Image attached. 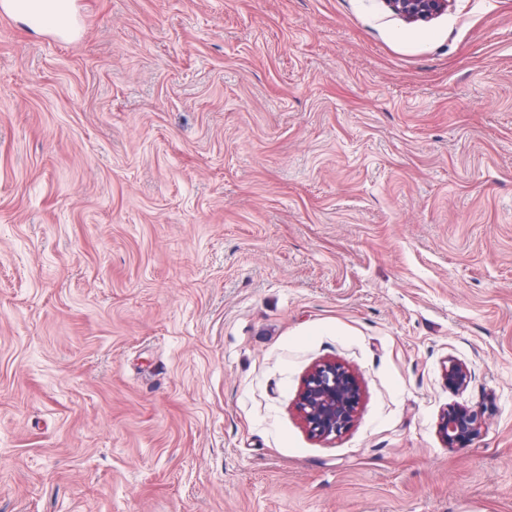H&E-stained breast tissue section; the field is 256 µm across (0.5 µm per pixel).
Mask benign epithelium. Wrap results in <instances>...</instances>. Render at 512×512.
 <instances>
[{"instance_id": "7a95c632", "label": "benign epithelium", "mask_w": 512, "mask_h": 512, "mask_svg": "<svg viewBox=\"0 0 512 512\" xmlns=\"http://www.w3.org/2000/svg\"><path fill=\"white\" fill-rule=\"evenodd\" d=\"M395 13L410 21H427L445 11L448 0H386ZM448 386L466 383L467 369L453 363L446 370ZM362 398L357 376L334 361L316 365L304 378L296 404L308 433L319 439L339 436L353 424ZM485 426L482 413L450 406L442 415L439 432L449 447H465L479 438Z\"/></svg>"}]
</instances>
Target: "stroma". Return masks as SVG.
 <instances>
[{
  "label": "stroma",
  "mask_w": 512,
  "mask_h": 512,
  "mask_svg": "<svg viewBox=\"0 0 512 512\" xmlns=\"http://www.w3.org/2000/svg\"><path fill=\"white\" fill-rule=\"evenodd\" d=\"M70 10L0 19V512H512V0ZM448 0H386L396 14L410 21H427L445 11ZM361 398L357 376L342 364L325 361L304 378L296 407L308 433L326 439L352 426ZM484 426L482 413L464 406H450L441 417L439 432L448 447H465L481 436Z\"/></svg>",
  "instance_id": "35a3bbf8"
}]
</instances>
